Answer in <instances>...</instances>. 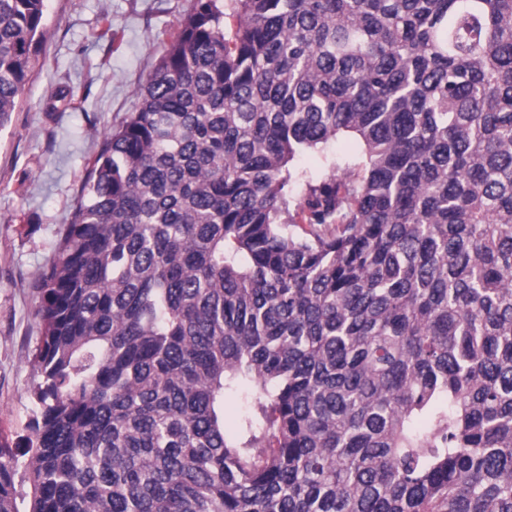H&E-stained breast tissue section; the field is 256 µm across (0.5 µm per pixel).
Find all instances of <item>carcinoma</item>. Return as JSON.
<instances>
[{
    "label": "carcinoma",
    "instance_id": "carcinoma-1",
    "mask_svg": "<svg viewBox=\"0 0 512 512\" xmlns=\"http://www.w3.org/2000/svg\"><path fill=\"white\" fill-rule=\"evenodd\" d=\"M44 20L0 0V126ZM139 95L36 277L0 512L20 466L26 512H512V0H195ZM355 155H357L355 141L349 136L340 135L325 150H313L303 154L299 158L298 165L303 170L315 172L322 170L329 160Z\"/></svg>",
    "mask_w": 512,
    "mask_h": 512
}]
</instances>
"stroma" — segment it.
I'll list each match as a JSON object with an SVG mask.
<instances>
[{
  "label": "stroma",
  "instance_id": "obj_1",
  "mask_svg": "<svg viewBox=\"0 0 512 512\" xmlns=\"http://www.w3.org/2000/svg\"><path fill=\"white\" fill-rule=\"evenodd\" d=\"M192 0H45L39 65L0 127V432L30 435L40 344L34 281L53 261L103 137L139 104ZM109 17L118 47L101 39ZM76 106L44 109L58 88Z\"/></svg>",
  "mask_w": 512,
  "mask_h": 512
}]
</instances>
